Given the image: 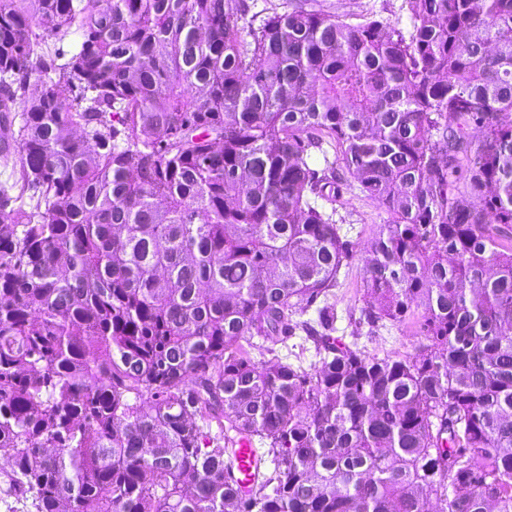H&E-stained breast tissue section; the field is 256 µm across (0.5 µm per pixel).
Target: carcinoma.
Here are the masks:
<instances>
[{"label":"carcinoma","mask_w":512,"mask_h":512,"mask_svg":"<svg viewBox=\"0 0 512 512\" xmlns=\"http://www.w3.org/2000/svg\"><path fill=\"white\" fill-rule=\"evenodd\" d=\"M407 5L0 0V460L35 512H512V0ZM338 163L389 215L350 342ZM384 322L418 356L358 346ZM299 332L309 368L251 356ZM316 5L336 16L375 15L398 23L405 31L410 28L409 12L405 0H316ZM254 444L255 448L251 440L245 437L230 448L232 476L235 484L244 491L262 479L266 468V460L257 450L261 448L257 439Z\"/></svg>","instance_id":"carcinoma-1"}]
</instances>
